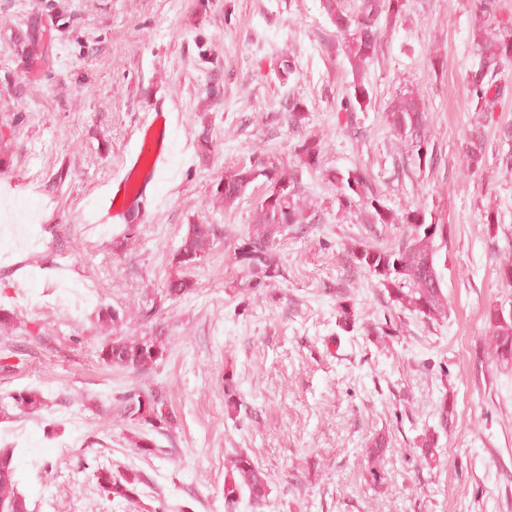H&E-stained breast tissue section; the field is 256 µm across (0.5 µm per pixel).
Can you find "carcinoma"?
Instances as JSON below:
<instances>
[{
    "instance_id": "carcinoma-1",
    "label": "carcinoma",
    "mask_w": 512,
    "mask_h": 512,
    "mask_svg": "<svg viewBox=\"0 0 512 512\" xmlns=\"http://www.w3.org/2000/svg\"><path fill=\"white\" fill-rule=\"evenodd\" d=\"M405 0H359L352 10L343 0H323L322 7L342 39L343 52L353 75L349 91L341 110L354 112L365 109L371 102L370 91L363 81L365 65L378 57L382 50L381 21H397ZM474 25L471 42L479 58L477 67L466 76L469 98L480 112H492L508 92L500 76L503 64L512 61V21L498 19L500 0H469ZM288 112L292 127L300 129L304 111L300 102L288 99L282 104ZM430 109L424 99L411 90L397 93L385 112V121L396 136L411 152L416 165L433 168L438 165V155L431 147L427 135ZM485 125L478 121L468 130L462 144L465 168L459 173L463 178L483 172L485 166ZM301 166L316 170L321 162L320 141L309 136L301 137L295 146ZM226 184L212 188L211 196L218 209H230L249 189L265 186L267 195L276 196L275 203L256 204L253 227L238 238L233 259L241 270L264 278L279 275L276 252L279 236L293 224H318L321 216L306 203L305 190L299 171L272 163L252 162L224 173ZM327 180L336 186V202L349 211L364 207L371 210L375 224H406L408 233L396 245L381 247L358 243L348 250L351 262L378 278L388 293L389 301L402 311L423 316L429 320L442 319L448 313V296L444 293L442 252L448 250L447 225L443 224L438 209L427 210L410 207L396 214L383 202L381 193L372 183L368 172L353 168L345 172L329 171ZM218 225L190 224L182 238L180 249L192 252L197 259H204L218 239ZM192 268H178L165 283V296L179 300L191 294ZM487 341L497 360L512 363V315L498 307L487 311ZM168 336L162 324L140 336H115L105 340L98 350L100 361L111 368L135 375L151 371L163 358ZM9 401L0 402V411L12 406L23 413H31L42 405L41 393L23 389L8 395ZM124 417L141 429L148 427L169 430L176 425V414L170 408L164 391L129 388L119 397ZM161 426H156V423ZM15 448H0V512H28L23 495L16 490V468L13 464ZM385 451L383 439L374 441L367 449L372 463V479H381L377 462ZM95 478L102 491L114 498L129 500L137 493L140 477L133 471L112 474L100 468ZM248 492L252 508L267 505L270 485L267 475L253 459L242 452L235 454L224 480V504L228 512H236L243 492Z\"/></svg>"
}]
</instances>
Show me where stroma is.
I'll return each instance as SVG.
<instances>
[{"label": "stroma", "mask_w": 512, "mask_h": 512, "mask_svg": "<svg viewBox=\"0 0 512 512\" xmlns=\"http://www.w3.org/2000/svg\"><path fill=\"white\" fill-rule=\"evenodd\" d=\"M35 20L52 39L46 59L29 64L12 38ZM472 26L467 0H406L365 68L371 102L356 114L364 136L355 139L341 109L351 67L320 0H0V182L33 189L18 197L0 185V350L28 346L0 372V397L29 388L44 400L36 413L0 418V446L15 447L31 512H225V466L237 452L269 477L261 512H512V365L490 354L484 320L492 306L512 307L500 275L512 262V170L499 166L512 92L488 117L470 106ZM287 56L296 70L284 80ZM404 90L430 108L442 156L434 170L416 169L384 120ZM288 98L304 106L301 130L281 110ZM158 102L176 120L178 176L133 227L83 224L86 201ZM479 119L484 171L463 181L460 144ZM304 134L322 141V169L302 181L323 221L288 228L279 276L259 283L232 260L256 195L219 212L210 192L244 163L292 167ZM359 166L394 212L441 204L445 319L394 307L375 276L350 266L355 242L394 245L406 233L339 208L322 173ZM488 207L500 223H482ZM193 223L220 225L221 235L191 273L194 293L173 301L164 293L171 255ZM102 306L119 312L127 335L164 324L169 343L151 372L100 362L111 334ZM228 377L242 401L235 410ZM134 384L165 390L177 415L151 456L131 445L136 429L119 406H100ZM379 437L387 451L375 482L365 450ZM100 467L138 471L137 495L107 497Z\"/></svg>", "instance_id": "stroma-1"}]
</instances>
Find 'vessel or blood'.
<instances>
[{
	"label": "vessel or blood",
	"instance_id": "vessel-or-blood-1",
	"mask_svg": "<svg viewBox=\"0 0 512 512\" xmlns=\"http://www.w3.org/2000/svg\"><path fill=\"white\" fill-rule=\"evenodd\" d=\"M174 135L169 113L158 105L137 127V136L126 152L119 173L86 204L88 224H126L143 200L155 197L173 174Z\"/></svg>",
	"mask_w": 512,
	"mask_h": 512
}]
</instances>
